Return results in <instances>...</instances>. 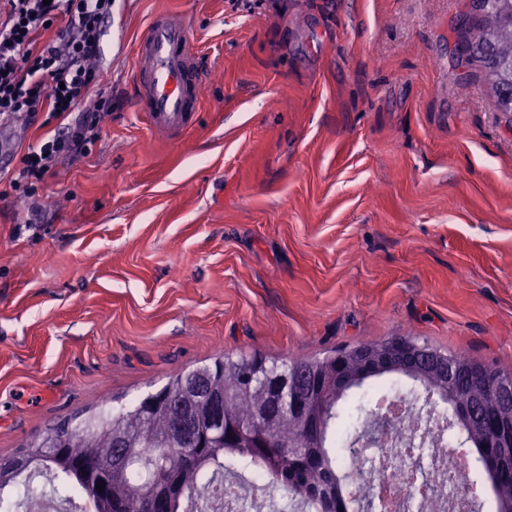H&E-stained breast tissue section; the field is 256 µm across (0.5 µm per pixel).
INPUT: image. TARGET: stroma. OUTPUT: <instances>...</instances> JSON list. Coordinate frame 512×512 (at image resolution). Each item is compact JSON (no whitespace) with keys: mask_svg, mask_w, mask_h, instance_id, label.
Instances as JSON below:
<instances>
[{"mask_svg":"<svg viewBox=\"0 0 512 512\" xmlns=\"http://www.w3.org/2000/svg\"><path fill=\"white\" fill-rule=\"evenodd\" d=\"M463 0H118L112 114L0 182V455L217 351L417 336L512 373V112L453 53ZM208 69L178 135L132 97L150 18Z\"/></svg>","mask_w":512,"mask_h":512,"instance_id":"stroma-1","label":"stroma"}]
</instances>
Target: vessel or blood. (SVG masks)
<instances>
[{"label":"vessel or blood","mask_w":512,"mask_h":512,"mask_svg":"<svg viewBox=\"0 0 512 512\" xmlns=\"http://www.w3.org/2000/svg\"><path fill=\"white\" fill-rule=\"evenodd\" d=\"M137 104L158 131L184 129L199 109L204 70L191 46L190 26L167 13L152 17L136 44Z\"/></svg>","instance_id":"vessel-or-blood-1"}]
</instances>
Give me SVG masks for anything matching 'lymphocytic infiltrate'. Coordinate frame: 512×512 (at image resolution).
<instances>
[{
  "instance_id": "obj_1",
  "label": "lymphocytic infiltrate",
  "mask_w": 512,
  "mask_h": 512,
  "mask_svg": "<svg viewBox=\"0 0 512 512\" xmlns=\"http://www.w3.org/2000/svg\"><path fill=\"white\" fill-rule=\"evenodd\" d=\"M116 0H0V124L42 113L58 121L28 146L8 174L17 195L32 197L60 158L84 152L112 113L98 64Z\"/></svg>"
}]
</instances>
